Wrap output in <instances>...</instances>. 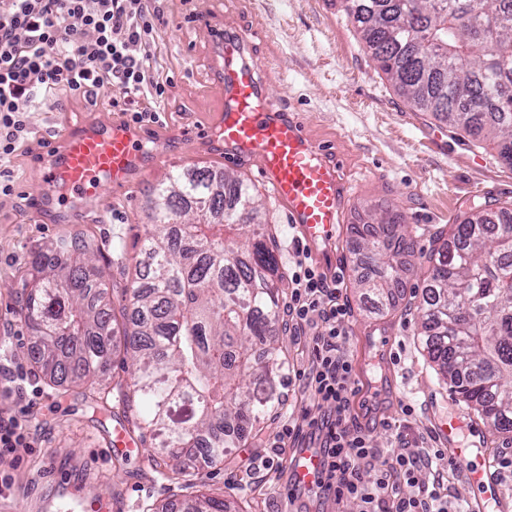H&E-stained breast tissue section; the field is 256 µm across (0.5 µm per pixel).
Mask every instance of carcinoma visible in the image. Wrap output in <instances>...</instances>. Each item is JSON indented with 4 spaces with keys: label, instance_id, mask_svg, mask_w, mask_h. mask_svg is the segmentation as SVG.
Here are the masks:
<instances>
[{
    "label": "carcinoma",
    "instance_id": "obj_1",
    "mask_svg": "<svg viewBox=\"0 0 512 512\" xmlns=\"http://www.w3.org/2000/svg\"><path fill=\"white\" fill-rule=\"evenodd\" d=\"M343 3L365 51L414 110L491 142L512 169V0ZM152 209L141 248L148 281L133 289L125 336L144 404L135 427L163 436L157 465L218 463L279 402L276 236L255 224L243 251L226 250V233L260 205L246 180L205 167L173 175ZM386 236L366 230L373 275L356 284L381 308L403 287L416 248L404 224L386 225ZM438 241L420 308L425 350L453 395L512 445V204L479 210ZM87 251L80 240L35 251L20 300L28 357L55 386L109 371L112 308ZM189 512L230 510L202 496Z\"/></svg>",
    "mask_w": 512,
    "mask_h": 512
}]
</instances>
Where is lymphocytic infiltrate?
<instances>
[{
	"label": "lymphocytic infiltrate",
	"mask_w": 512,
	"mask_h": 512,
	"mask_svg": "<svg viewBox=\"0 0 512 512\" xmlns=\"http://www.w3.org/2000/svg\"><path fill=\"white\" fill-rule=\"evenodd\" d=\"M154 19L146 0H0L1 194L12 189L8 163L28 132L24 114L43 91L62 86L85 95L114 82L122 93L113 111L136 124L159 121L157 109L142 103L165 93L150 64ZM294 258L287 325L292 335L315 336L303 375L324 414L282 425L274 447L319 440L328 469L325 494L360 501L364 512H448L437 471L442 451L395 455L374 447L366 433H350L356 380L343 348L348 309L339 298L341 280L321 271L306 248H296ZM367 467L376 470L374 481L365 480ZM403 484L418 487V495L400 496Z\"/></svg>",
	"instance_id": "1"
}]
</instances>
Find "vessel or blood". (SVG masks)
<instances>
[{"instance_id": "obj_1", "label": "vessel or blood", "mask_w": 512, "mask_h": 512, "mask_svg": "<svg viewBox=\"0 0 512 512\" xmlns=\"http://www.w3.org/2000/svg\"><path fill=\"white\" fill-rule=\"evenodd\" d=\"M254 29L242 28L231 36L217 34L219 72L224 106L214 138L225 159L255 163L288 224L297 229L311 256L325 261L336 240L353 187L339 174L324 144L309 138L293 114L276 110L259 81V66L246 58ZM140 136L125 123L104 119L68 135L61 149L52 151L42 180L46 187L63 190L74 200L95 207L112 187L128 183L140 168ZM470 421L452 413L441 434L444 453L465 472L473 489L470 512L488 506L504 508L505 500L490 458L479 445L462 447L459 436ZM290 487L316 490L326 483L324 457L317 448L294 449L289 470Z\"/></svg>"}]
</instances>
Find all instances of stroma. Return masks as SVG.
Segmentation results:
<instances>
[{"label": "stroma", "instance_id": "obj_1", "mask_svg": "<svg viewBox=\"0 0 512 512\" xmlns=\"http://www.w3.org/2000/svg\"><path fill=\"white\" fill-rule=\"evenodd\" d=\"M152 65L166 82L160 120L139 125L145 166L132 180L104 194L98 209L65 203L42 183L44 143L111 112L119 86L97 90L96 105L59 87L42 95L27 114L29 132L14 153L11 194H0V421H23L30 446L0 458V512H83L74 494L110 502L112 512H153L169 503L186 512L200 495L225 500L233 512H363L361 502H336L323 493L288 503L283 471L289 448L272 451L268 439L283 423L320 417L322 411L298 376L311 357V335L279 331L285 361L282 396L268 415L263 440L232 449L224 463H189L181 472L154 467L157 446L144 434L129 456H102L116 427L139 418L138 396L110 393L107 415L94 412L98 383L50 385L25 357L33 338L19 314L32 252L63 240L83 241L109 289L115 315L110 374L130 382L124 348L129 329L125 307L137 281L136 264L152 229L148 202L155 188L186 167H209L245 178L258 192L260 220L278 239L281 271L291 275L288 246L297 232L283 208L258 179L252 163L226 164L212 138L224 88L214 71V28L256 27L251 56L261 64L269 101L295 111L315 141L332 144L342 175L355 186L346 221L337 231L333 260L346 278L340 286L349 310L344 349L352 361L357 392L351 398L350 431L367 426L376 447L413 454L442 447L439 422L468 415L472 430L461 445L481 442L490 458H512L476 412L468 411L438 377L423 347L418 307L429 275L436 234L449 231L475 207L512 202V170L501 165L492 144L418 112L400 97L365 52L338 0H159ZM390 217L408 225L416 240L400 295L389 314L355 286L368 268L359 255L357 226ZM388 337L383 350L370 339ZM253 460L251 470L242 458Z\"/></svg>", "mask_w": 512, "mask_h": 512}]
</instances>
